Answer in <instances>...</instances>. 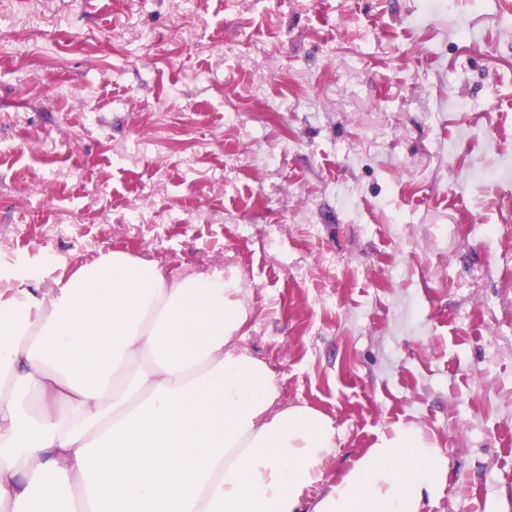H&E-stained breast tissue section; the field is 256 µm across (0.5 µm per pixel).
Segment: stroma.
Wrapping results in <instances>:
<instances>
[{"label": "stroma", "instance_id": "stroma-1", "mask_svg": "<svg viewBox=\"0 0 512 512\" xmlns=\"http://www.w3.org/2000/svg\"><path fill=\"white\" fill-rule=\"evenodd\" d=\"M236 275L338 434L412 422L425 512H512V0H0V271Z\"/></svg>", "mask_w": 512, "mask_h": 512}]
</instances>
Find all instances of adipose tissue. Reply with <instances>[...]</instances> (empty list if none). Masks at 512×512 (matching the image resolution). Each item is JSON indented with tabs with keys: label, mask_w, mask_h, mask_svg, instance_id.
I'll list each match as a JSON object with an SVG mask.
<instances>
[{
	"label": "adipose tissue",
	"mask_w": 512,
	"mask_h": 512,
	"mask_svg": "<svg viewBox=\"0 0 512 512\" xmlns=\"http://www.w3.org/2000/svg\"><path fill=\"white\" fill-rule=\"evenodd\" d=\"M241 293L120 251L48 286L0 274V512H424L448 463L404 422L306 501L335 422L275 408Z\"/></svg>",
	"instance_id": "adipose-tissue-1"
}]
</instances>
